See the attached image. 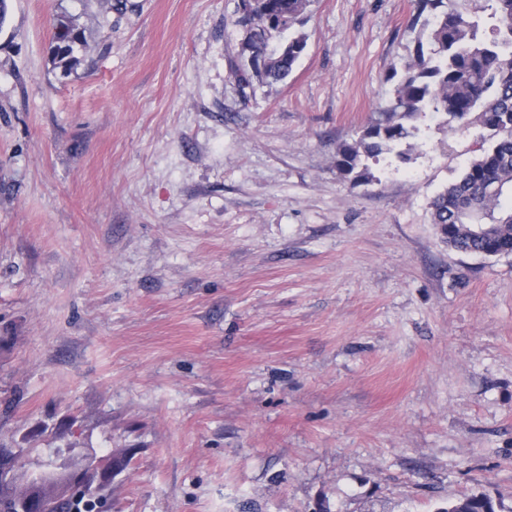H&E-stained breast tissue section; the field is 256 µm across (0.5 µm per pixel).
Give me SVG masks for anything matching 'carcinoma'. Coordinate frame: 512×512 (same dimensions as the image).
<instances>
[{
	"mask_svg": "<svg viewBox=\"0 0 512 512\" xmlns=\"http://www.w3.org/2000/svg\"><path fill=\"white\" fill-rule=\"evenodd\" d=\"M311 0H248L237 24L249 27L255 73L242 68L248 54L236 55L234 74L243 87L271 86L285 81L304 54L307 42L295 26L302 24ZM495 24L491 37L477 38L478 24L455 7L454 0H416L411 27L419 28L415 54L402 69H392L390 103L352 143L341 144L336 167L354 180L373 178L367 160L393 152L415 136L416 122L427 113L447 121L476 114L491 132L492 142L480 147L462 174L430 202L431 221L442 241L463 253L483 256L512 254V0H490ZM84 37L61 19L54 26L51 51L69 68ZM18 456L0 453V512H16V500L36 495L44 512H93L92 500H104L109 489L88 477L87 491L69 496L44 480L5 482ZM443 512H496L484 493L469 495Z\"/></svg>",
	"mask_w": 512,
	"mask_h": 512,
	"instance_id": "carcinoma-1",
	"label": "carcinoma"
}]
</instances>
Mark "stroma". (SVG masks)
<instances>
[{
	"mask_svg": "<svg viewBox=\"0 0 512 512\" xmlns=\"http://www.w3.org/2000/svg\"><path fill=\"white\" fill-rule=\"evenodd\" d=\"M0 448L101 512H512V255L431 199L489 144L427 117L336 167L415 50L412 0H312L285 82L240 89L237 0H7ZM66 16L85 45L51 53ZM440 512H497L493 499L484 493L466 496Z\"/></svg>",
	"mask_w": 512,
	"mask_h": 512,
	"instance_id": "stroma-1",
	"label": "stroma"
}]
</instances>
